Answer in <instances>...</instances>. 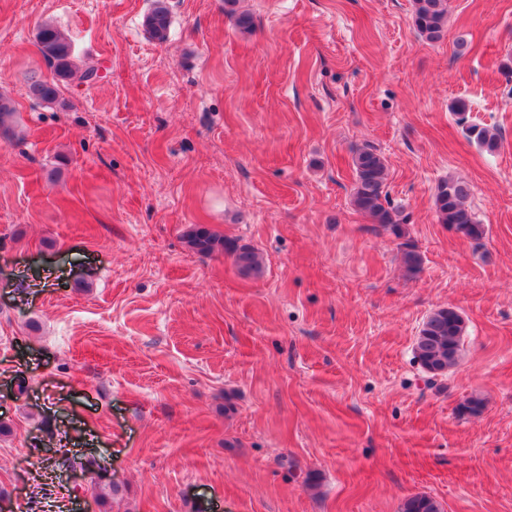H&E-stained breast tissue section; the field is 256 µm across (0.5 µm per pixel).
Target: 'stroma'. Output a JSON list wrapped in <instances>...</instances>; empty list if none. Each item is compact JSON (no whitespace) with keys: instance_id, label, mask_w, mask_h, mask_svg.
Masks as SVG:
<instances>
[{"instance_id":"stroma-1","label":"stroma","mask_w":512,"mask_h":512,"mask_svg":"<svg viewBox=\"0 0 512 512\" xmlns=\"http://www.w3.org/2000/svg\"><path fill=\"white\" fill-rule=\"evenodd\" d=\"M165 3L159 43L155 0H0V512H512V0H448L433 42L413 0ZM46 21L99 73L53 104L26 93ZM364 144L417 274L351 202ZM450 176L481 241L438 221ZM448 306L433 377L413 346ZM145 25L156 41L163 43L167 40L169 13L163 0H156L153 10L146 17ZM186 243L195 253L212 255L225 253L233 258L234 264L244 273H259L263 259L258 251L246 245L224 239L203 226H195L186 235ZM465 320L453 307L432 311L422 323L415 344V357L432 376L442 375L460 359Z\"/></svg>"}]
</instances>
